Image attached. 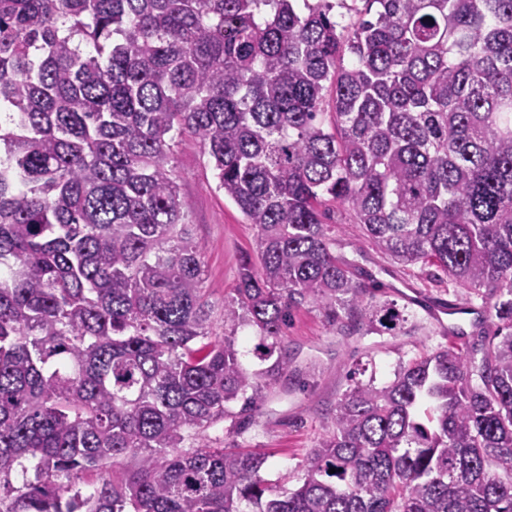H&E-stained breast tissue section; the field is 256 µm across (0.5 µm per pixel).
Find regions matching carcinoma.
I'll return each mask as SVG.
<instances>
[{
  "label": "carcinoma",
  "instance_id": "obj_1",
  "mask_svg": "<svg viewBox=\"0 0 512 512\" xmlns=\"http://www.w3.org/2000/svg\"><path fill=\"white\" fill-rule=\"evenodd\" d=\"M359 2L342 24L329 0H0V512H512V0ZM185 134L257 231L216 316ZM328 201L494 300L493 331L478 361L450 344L353 381L274 490L267 454L205 431L241 434L288 373L292 308L420 330L336 255ZM218 324L254 328L262 367Z\"/></svg>",
  "mask_w": 512,
  "mask_h": 512
}]
</instances>
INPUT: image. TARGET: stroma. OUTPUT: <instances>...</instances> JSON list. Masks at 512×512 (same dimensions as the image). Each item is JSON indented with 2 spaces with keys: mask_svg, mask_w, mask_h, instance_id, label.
<instances>
[{
  "mask_svg": "<svg viewBox=\"0 0 512 512\" xmlns=\"http://www.w3.org/2000/svg\"><path fill=\"white\" fill-rule=\"evenodd\" d=\"M174 164L180 200L204 246L208 300L219 307L237 284L241 257L257 251L256 230L218 190L213 167L192 138H183ZM331 220L343 226L336 235L337 255L357 263L378 282V298L407 308L424 329L412 336L342 337L323 308L306 304L292 310L281 338L290 360L288 375L268 391L255 423L237 439L241 449L267 453L263 478L285 487L296 485L302 460L325 433L353 371L363 370L379 382L392 379L400 362L451 343L452 312L464 329L463 344L471 350L481 344L473 316L460 312L467 303L480 307V299L465 301L457 288L432 286L383 257L361 238L355 225L346 223L344 213L332 211Z\"/></svg>",
  "mask_w": 512,
  "mask_h": 512,
  "instance_id": "stroma-1",
  "label": "stroma"
}]
</instances>
